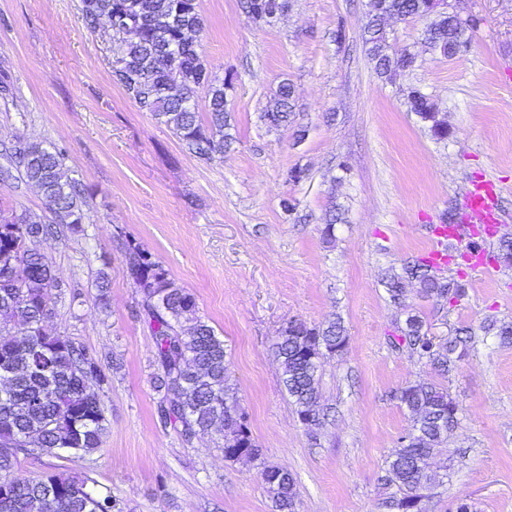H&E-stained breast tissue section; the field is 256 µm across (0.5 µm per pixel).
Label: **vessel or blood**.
<instances>
[{
  "mask_svg": "<svg viewBox=\"0 0 512 512\" xmlns=\"http://www.w3.org/2000/svg\"><path fill=\"white\" fill-rule=\"evenodd\" d=\"M500 194L494 181L474 177L462 196L455 221L431 226L433 241L423 253L424 260L438 269L454 263L475 276L488 277V244L500 234L508 218Z\"/></svg>",
  "mask_w": 512,
  "mask_h": 512,
  "instance_id": "vessel-or-blood-1",
  "label": "vessel or blood"
}]
</instances>
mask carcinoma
Segmentation results:
<instances>
[{"label":"carcinoma","mask_w":512,"mask_h":512,"mask_svg":"<svg viewBox=\"0 0 512 512\" xmlns=\"http://www.w3.org/2000/svg\"><path fill=\"white\" fill-rule=\"evenodd\" d=\"M287 0H243L246 13L271 16L283 12ZM365 43L378 77L392 82L415 63L414 54L396 50L378 23L384 14L398 21L426 20L424 42L450 58L467 50L460 23L450 15H434L429 0H368ZM83 25L90 32L116 21L134 27L121 39L120 53L128 61L126 80L113 81L139 107L165 125L189 151L211 160L224 155L234 136L226 110L231 83L213 76L199 52L204 31L198 0H80ZM204 94L207 115L201 117L196 97ZM292 89L282 83L274 104L261 118L270 127L292 123ZM409 111L429 125L434 137L446 139L450 129L435 102L413 88L407 94ZM19 176L34 185L49 216L33 219L0 209V512H122L112 490H101L85 476L52 472L38 479L16 472L19 456L47 454L88 459L103 450L107 418L99 395L89 383L108 384L104 365L68 338L51 335L44 323L51 318L50 293L66 284L58 281L37 245L58 236V230L81 231L85 223V189L64 178L65 153L17 136L0 150ZM126 270L142 294L141 307L154 340V389L162 394L158 422L171 426L189 442L217 431L224 438V457L255 458L259 449L239 410L235 388L226 375L224 340L206 317L199 314L193 293L179 286L147 250L125 248ZM437 269L420 259L405 262L385 273L389 298L402 303L406 285L435 301L459 299L466 284L437 277ZM445 343L433 342L429 325L409 310L392 347H406L427 360L442 375L466 355L473 342L470 330L454 329ZM347 330L336 317L320 326L290 321L279 330L274 349L282 367V383L300 421H318L320 360L343 352ZM409 412L410 426L386 462L384 481L397 487L391 498L394 512H426L421 492L433 483L428 460L448 441L458 424L459 406L447 389L414 383L396 394ZM262 481L275 512H295L297 493L290 474L267 466Z\"/></svg>","instance_id":"obj_1"}]
</instances>
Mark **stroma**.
<instances>
[{
  "label": "stroma",
  "instance_id": "35a3bbf8",
  "mask_svg": "<svg viewBox=\"0 0 512 512\" xmlns=\"http://www.w3.org/2000/svg\"><path fill=\"white\" fill-rule=\"evenodd\" d=\"M367 0H289L272 26L242 0H200L203 53L232 81L235 137L223 158H198L111 78V32L89 33L80 0H0V144L23 136L65 151L64 170L88 191L80 233L39 249L75 290L51 297L47 333L100 360L116 359L100 396L108 433L90 460L20 457L18 472L89 474L124 512H274L261 472L291 473L296 512H388L396 492L386 461L410 421L396 398L417 381L441 384L459 424L430 461L428 512H512V344L485 334V320L512 323V268L480 280L451 265L467 294L450 304L406 288L390 301L382 278L421 256L439 223L478 174L500 181L512 213V0H461L476 21L467 52L448 58L422 40L424 20L387 26L389 43L416 56L387 83L363 44ZM294 123L268 128L260 115L281 83ZM419 88L451 129L431 135L405 104ZM303 171L290 180L291 170ZM45 216L40 193L0 176V207ZM345 221L325 236L331 207ZM139 244L196 297L224 339L229 381L255 459H225L224 442H185L157 421L154 341L142 296L126 275L125 242ZM111 283L95 303L99 273ZM434 335L470 328L475 343L448 375L390 339L405 310ZM341 317L342 353L319 368L320 423L299 420L273 343L289 321Z\"/></svg>",
  "mask_w": 512,
  "mask_h": 512
}]
</instances>
